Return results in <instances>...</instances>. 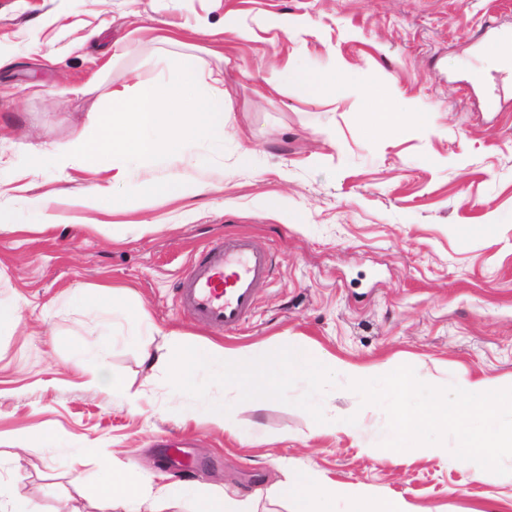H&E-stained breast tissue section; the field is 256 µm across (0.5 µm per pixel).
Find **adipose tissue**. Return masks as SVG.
Here are the masks:
<instances>
[{"label":"adipose tissue","instance_id":"1","mask_svg":"<svg viewBox=\"0 0 512 512\" xmlns=\"http://www.w3.org/2000/svg\"><path fill=\"white\" fill-rule=\"evenodd\" d=\"M208 86H199L194 69L178 71L166 83L142 82L135 88L113 90L112 110L99 122L98 134L89 140L76 134L70 143L51 154L60 169L74 164L94 170H112L111 184L90 188L84 203L89 207L122 212L126 198L113 186L127 181V172L117 162L124 157L150 160L177 152L190 139L224 136V96L214 90L224 81L223 72H209ZM270 496L292 502L293 512H336V494L312 476L294 473L272 485ZM94 496L105 508L122 504L126 512H140L149 490L135 474L101 460Z\"/></svg>","mask_w":512,"mask_h":512}]
</instances>
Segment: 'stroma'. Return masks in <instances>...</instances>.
<instances>
[{"label":"stroma","mask_w":512,"mask_h":512,"mask_svg":"<svg viewBox=\"0 0 512 512\" xmlns=\"http://www.w3.org/2000/svg\"><path fill=\"white\" fill-rule=\"evenodd\" d=\"M202 20L223 29V56ZM510 32L512 0H0V216L11 224L0 302L21 307L0 330V481L13 496L36 512H100L90 486L105 457L156 490L143 512H193L190 498L159 496L177 483L291 512L256 492L296 471L415 512H512V472L476 478L422 446L382 448L384 410L361 405L344 377L315 401L329 417L356 414L358 436L211 386L238 421L230 434L141 358L146 340L167 350L171 331L259 355L292 340L349 363L409 365L435 386L487 376L511 387L512 67L498 46ZM197 61L224 70L223 139L123 165L134 183L179 174L204 191L132 197L116 215L82 206L111 172H60L46 154L94 137L113 87ZM274 70L355 80L261 94ZM383 112L401 113L402 128L376 131ZM36 197L51 199L46 214L29 209ZM233 236L270 250L274 272L245 324L218 332L177 286L203 247ZM103 287L145 313L115 317L104 365L142 392L136 408L89 387L74 362L101 328L80 295ZM46 433L51 444L36 445ZM170 435L189 439L188 468L161 446Z\"/></svg>","instance_id":"stroma-1"}]
</instances>
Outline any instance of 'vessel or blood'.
<instances>
[{"label": "vessel or blood", "mask_w": 512, "mask_h": 512, "mask_svg": "<svg viewBox=\"0 0 512 512\" xmlns=\"http://www.w3.org/2000/svg\"><path fill=\"white\" fill-rule=\"evenodd\" d=\"M270 251L233 237L199 252L180 281L181 305L213 329L238 328L252 313L257 292L272 273Z\"/></svg>", "instance_id": "1"}]
</instances>
